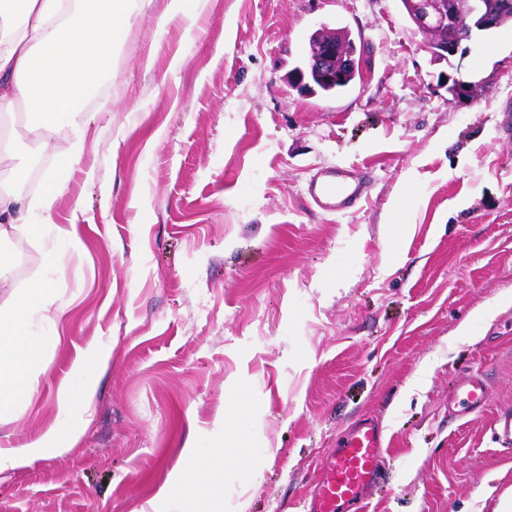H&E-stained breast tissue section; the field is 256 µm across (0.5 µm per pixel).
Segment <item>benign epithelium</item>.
Returning <instances> with one entry per match:
<instances>
[{
  "label": "benign epithelium",
  "instance_id": "obj_1",
  "mask_svg": "<svg viewBox=\"0 0 512 512\" xmlns=\"http://www.w3.org/2000/svg\"><path fill=\"white\" fill-rule=\"evenodd\" d=\"M512 12V0H406V13L415 28L428 36L427 49L436 59L465 55L463 43L472 39L473 31L487 32L497 18ZM309 72L327 75L336 66L354 64L341 36L324 27L313 33L307 53ZM448 92L457 98L469 97L475 83L462 73L447 75Z\"/></svg>",
  "mask_w": 512,
  "mask_h": 512
}]
</instances>
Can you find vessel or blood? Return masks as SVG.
I'll list each match as a JSON object with an SVG mask.
<instances>
[{
  "instance_id": "vessel-or-blood-1",
  "label": "vessel or blood",
  "mask_w": 512,
  "mask_h": 512,
  "mask_svg": "<svg viewBox=\"0 0 512 512\" xmlns=\"http://www.w3.org/2000/svg\"><path fill=\"white\" fill-rule=\"evenodd\" d=\"M307 191L318 207L340 212L354 205L368 188L352 169L333 167L319 170ZM490 399L484 379L476 374L463 376L455 383L448 412L454 417L476 412ZM383 454L381 429L371 420H362L323 465L308 512H348L352 504L380 483L379 462Z\"/></svg>"
}]
</instances>
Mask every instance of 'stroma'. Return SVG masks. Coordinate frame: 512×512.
<instances>
[{
  "label": "stroma",
  "instance_id": "35a3bbf8",
  "mask_svg": "<svg viewBox=\"0 0 512 512\" xmlns=\"http://www.w3.org/2000/svg\"><path fill=\"white\" fill-rule=\"evenodd\" d=\"M168 4L140 0L43 233L0 240V307L49 277L66 310L0 448L48 430L76 356L110 348L85 433L0 478V512H152L187 441L231 435L248 459L224 470V512H298L364 418L386 449L365 512H492L512 491L492 433L512 410V26L474 32L457 98L400 0H192L161 31ZM322 24L357 45L336 97L291 80ZM13 140L0 174L39 197L72 135ZM336 166L369 193L330 213L307 185ZM67 224L79 250L54 273ZM473 373L490 401L449 417Z\"/></svg>",
  "mask_w": 512,
  "mask_h": 512
}]
</instances>
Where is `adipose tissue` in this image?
Masks as SVG:
<instances>
[{
  "label": "adipose tissue",
  "instance_id": "1",
  "mask_svg": "<svg viewBox=\"0 0 512 512\" xmlns=\"http://www.w3.org/2000/svg\"><path fill=\"white\" fill-rule=\"evenodd\" d=\"M137 2L0 0V117L20 109L32 133L66 126L84 134L96 119L85 103L111 75L115 49ZM64 189L62 180H49L35 201L1 190L0 237L10 229L39 235ZM49 292V282H37L12 309L0 310V419L18 413L21 401L37 389L38 359L53 337L35 333L32 325L45 311ZM109 358L108 349L94 347L75 362L57 388L55 424L26 447L0 448V475L77 443L93 415L95 373ZM184 453V462L160 488L153 512H167L172 503L178 512H223V444L189 445ZM205 468L216 472L217 480L202 482Z\"/></svg>",
  "mask_w": 512,
  "mask_h": 512
}]
</instances>
